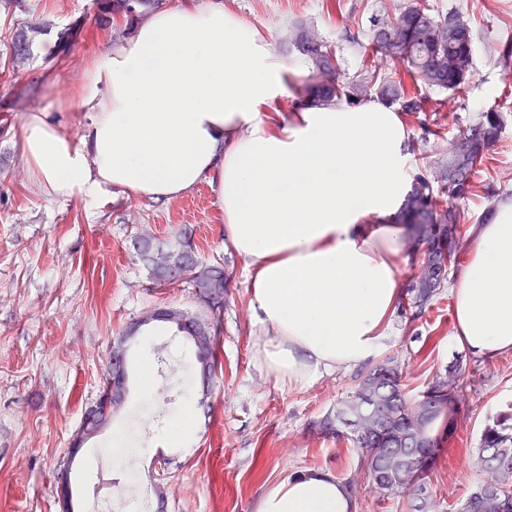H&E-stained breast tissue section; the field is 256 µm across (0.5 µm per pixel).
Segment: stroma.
<instances>
[{
    "label": "stroma",
    "instance_id": "obj_1",
    "mask_svg": "<svg viewBox=\"0 0 512 512\" xmlns=\"http://www.w3.org/2000/svg\"><path fill=\"white\" fill-rule=\"evenodd\" d=\"M115 0H0V512H61L58 485L68 473L78 512H96L87 495L112 436L131 425L150 404L151 392L170 388L192 372L191 343L164 323H152L131 342L128 396L110 424L91 439L76 467H67L70 442L86 411L99 399L112 341L128 322L163 306L209 317L192 288H156L147 269L127 251L143 226L160 239L180 225L195 228L194 243L205 261L221 259L231 274L220 313L217 356L222 383L208 407H195L191 435L172 446L165 434L169 416L155 417L137 439L133 476L149 501L166 489V512H255L262 495L283 477L327 472L337 481L354 475L351 441L318 435L309 427L335 409L356 384L357 372L323 373L303 387L277 380L258 360L261 336L248 305L245 261L224 247V223L207 182L167 201L130 198L113 191L100 207L81 198H56L34 184L21 159L24 118L46 111L72 138H81L85 119L69 99L91 58L125 39ZM268 42L289 70L287 93L271 106L293 112L308 98V69L284 43L289 26L307 22L332 44L345 75L365 68L363 45L372 24L407 0H220ZM432 13L459 11L474 37V77L454 96L422 91L423 110L403 122L413 142L410 170L428 169L435 144H452L460 131L491 107L504 116L499 143L477 163L471 193L462 201L464 244L448 281L426 314L412 319L397 311L385 355L407 364L410 394L423 392L435 374L453 364L476 363L475 394L454 440L446 444L425 480L424 495L436 512H459L476 476L468 460L488 420L512 403V353L473 360L454 347L450 286L456 283L484 223L490 194L512 207V72L496 47L512 40V0H422ZM29 34L23 65L14 45ZM167 345L173 370L145 380L157 345Z\"/></svg>",
    "mask_w": 512,
    "mask_h": 512
}]
</instances>
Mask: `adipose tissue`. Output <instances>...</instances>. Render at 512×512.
Returning a JSON list of instances; mask_svg holds the SVG:
<instances>
[{
	"label": "adipose tissue",
	"mask_w": 512,
	"mask_h": 512,
	"mask_svg": "<svg viewBox=\"0 0 512 512\" xmlns=\"http://www.w3.org/2000/svg\"><path fill=\"white\" fill-rule=\"evenodd\" d=\"M287 73L216 0H171L91 59L70 94L88 120L83 137L33 112L21 157L50 194L93 207L116 188L169 201L208 182L224 245L249 270L259 357L304 385L385 346L403 288L408 132L374 99L270 111ZM453 306L456 347L486 359L512 351L511 208L479 227ZM256 510L350 512V501L330 474L287 476Z\"/></svg>",
	"instance_id": "1"
}]
</instances>
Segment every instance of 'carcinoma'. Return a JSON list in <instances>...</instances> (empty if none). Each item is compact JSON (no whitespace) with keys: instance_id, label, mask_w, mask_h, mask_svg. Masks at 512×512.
I'll return each mask as SVG.
<instances>
[{"instance_id":"cac0c4a2","label":"carcinoma","mask_w":512,"mask_h":512,"mask_svg":"<svg viewBox=\"0 0 512 512\" xmlns=\"http://www.w3.org/2000/svg\"><path fill=\"white\" fill-rule=\"evenodd\" d=\"M288 45L305 56L314 82L315 103L334 102L338 106L358 105L377 98L396 104L408 114L422 111L418 96L401 79L377 69L360 71L351 77L318 82L326 69H340L335 50L306 23L295 24L288 32ZM369 49L373 55L391 62L428 89L461 94L467 89L473 68L465 62L474 55L473 33L462 15L451 10L432 14L416 0L400 7L393 16L378 20L372 30ZM503 116L489 108L460 132L472 142L464 157L455 147L435 146L438 158L431 171L414 175L411 190L398 220L411 228L410 237L421 250L420 265L427 278L410 281L405 294L413 299L414 317L421 318L432 298L445 287L449 264L456 257L454 241L465 214L450 207V200L465 195L476 164L499 140ZM175 237L187 248L184 273L172 276L164 264L151 274L159 285L187 283L204 294L213 287L227 293L229 276L224 263H206L198 258L193 230L180 228ZM467 368L451 367L455 386L448 376L435 375L418 396L407 395L403 363L389 356L357 377L352 395L336 404L333 412L312 423V427L338 440L350 437L358 457V469L367 472L373 489L382 496H401L422 489L423 480L443 451L444 443L456 433L460 418L472 400L466 388ZM379 418L380 433L367 437L355 430L356 422L368 415ZM402 461L392 465V458ZM507 461V470L489 482L486 472L491 463ZM468 466L480 475L462 504V512H512V412L500 413L485 426L480 448L471 455Z\"/></svg>"}]
</instances>
